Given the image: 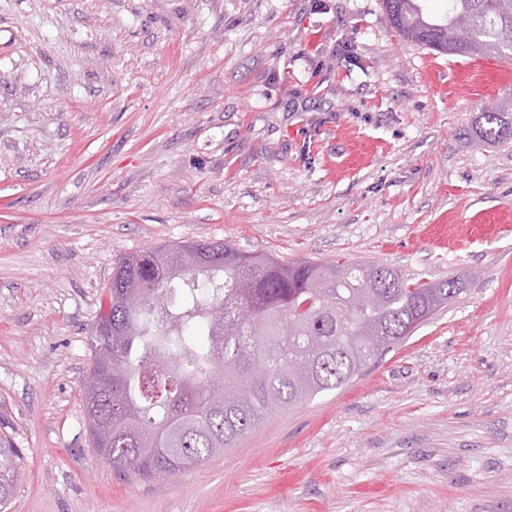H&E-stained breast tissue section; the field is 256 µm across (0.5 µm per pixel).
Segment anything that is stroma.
Wrapping results in <instances>:
<instances>
[{
  "instance_id": "1",
  "label": "stroma",
  "mask_w": 512,
  "mask_h": 512,
  "mask_svg": "<svg viewBox=\"0 0 512 512\" xmlns=\"http://www.w3.org/2000/svg\"><path fill=\"white\" fill-rule=\"evenodd\" d=\"M512 57L400 36L382 0H0L7 512H512ZM223 241L465 284L342 388L176 477L88 430L120 257ZM481 119L484 121L479 135L483 141L500 143L512 139V122L506 120L500 109L482 112ZM19 452L5 437L0 436V509L7 508L19 480Z\"/></svg>"
}]
</instances>
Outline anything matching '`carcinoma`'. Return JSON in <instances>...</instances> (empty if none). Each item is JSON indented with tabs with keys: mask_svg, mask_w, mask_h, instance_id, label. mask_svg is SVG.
<instances>
[{
	"mask_svg": "<svg viewBox=\"0 0 512 512\" xmlns=\"http://www.w3.org/2000/svg\"><path fill=\"white\" fill-rule=\"evenodd\" d=\"M382 0L404 38L456 55L512 51V0ZM484 141L512 139L500 109ZM139 294L130 306L125 296ZM464 292L375 263L288 265L224 242L180 241L122 258L90 328L84 402L95 448L144 478L174 477L235 448L268 413L348 384ZM0 436V509L19 480Z\"/></svg>",
	"mask_w": 512,
	"mask_h": 512,
	"instance_id": "cac0c4a2",
	"label": "carcinoma"
}]
</instances>
